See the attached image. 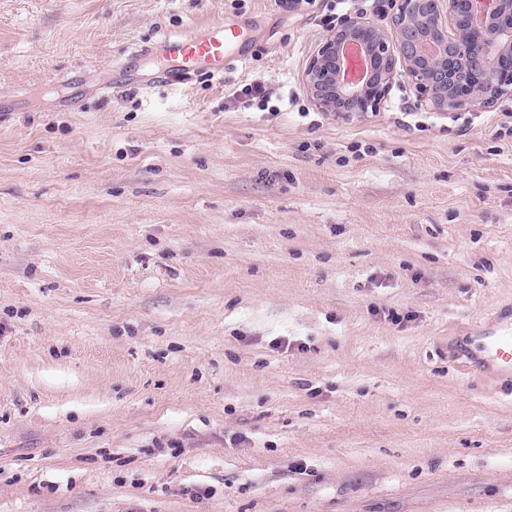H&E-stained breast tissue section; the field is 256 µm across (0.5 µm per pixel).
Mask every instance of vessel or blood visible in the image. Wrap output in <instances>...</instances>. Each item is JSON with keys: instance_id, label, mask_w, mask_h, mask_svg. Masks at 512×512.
<instances>
[{"instance_id": "vessel-or-blood-1", "label": "vessel or blood", "mask_w": 512, "mask_h": 512, "mask_svg": "<svg viewBox=\"0 0 512 512\" xmlns=\"http://www.w3.org/2000/svg\"><path fill=\"white\" fill-rule=\"evenodd\" d=\"M252 42L246 24L221 20L184 35H159L150 46L134 50L135 55L149 59L156 72L138 89L147 93L196 75L223 74L226 68L247 61ZM475 345L486 363L512 375V321L490 320L477 335Z\"/></svg>"}]
</instances>
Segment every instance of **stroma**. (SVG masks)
<instances>
[{
  "label": "stroma",
  "mask_w": 512,
  "mask_h": 512,
  "mask_svg": "<svg viewBox=\"0 0 512 512\" xmlns=\"http://www.w3.org/2000/svg\"><path fill=\"white\" fill-rule=\"evenodd\" d=\"M332 13L394 3L0 0V512H512V96L321 111ZM217 19L247 63L131 90ZM475 345L486 363L506 376L512 375V320H490L476 336Z\"/></svg>",
  "instance_id": "stroma-1"
}]
</instances>
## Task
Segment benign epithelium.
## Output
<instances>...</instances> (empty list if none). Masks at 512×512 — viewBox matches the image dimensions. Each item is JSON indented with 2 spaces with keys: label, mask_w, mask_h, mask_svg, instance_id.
<instances>
[{
  "label": "benign epithelium",
  "mask_w": 512,
  "mask_h": 512,
  "mask_svg": "<svg viewBox=\"0 0 512 512\" xmlns=\"http://www.w3.org/2000/svg\"><path fill=\"white\" fill-rule=\"evenodd\" d=\"M393 34L348 17L315 49L305 85L325 112H373L405 78L436 110L487 103L512 90V0H395Z\"/></svg>",
  "instance_id": "obj_1"
}]
</instances>
